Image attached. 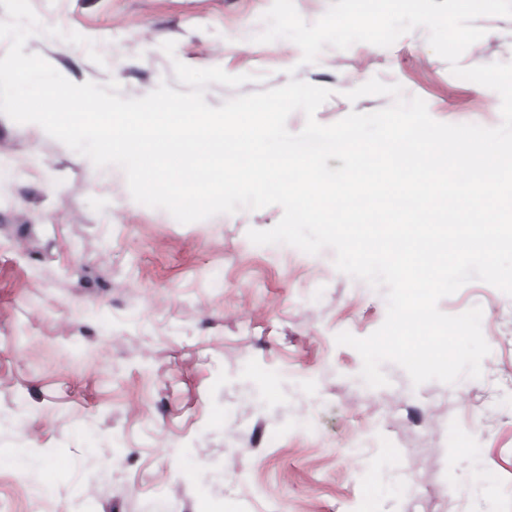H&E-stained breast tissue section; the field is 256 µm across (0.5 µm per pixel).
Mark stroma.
<instances>
[{
    "label": "stroma",
    "instance_id": "stroma-1",
    "mask_svg": "<svg viewBox=\"0 0 512 512\" xmlns=\"http://www.w3.org/2000/svg\"><path fill=\"white\" fill-rule=\"evenodd\" d=\"M271 4L31 0L43 30L24 51L124 98L178 88L177 60L258 74L209 84L214 107L292 67L332 89L324 125L390 105L346 99L374 77L437 121L500 125L499 95L452 75L426 29L305 65L290 40L257 42ZM477 25L461 65L512 62V18ZM1 154L19 173L0 185V512H512V296L474 280L439 302L481 307V378L416 386L387 362L373 388L336 337L377 330L385 289L339 272L329 248L292 263L254 250L248 230L273 227L280 206L182 224L136 202L120 167L3 114Z\"/></svg>",
    "mask_w": 512,
    "mask_h": 512
}]
</instances>
